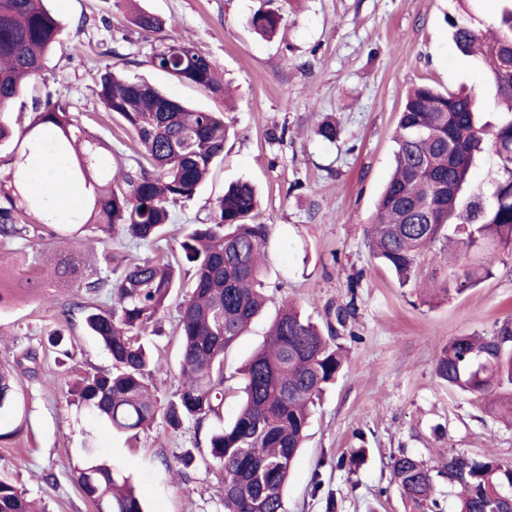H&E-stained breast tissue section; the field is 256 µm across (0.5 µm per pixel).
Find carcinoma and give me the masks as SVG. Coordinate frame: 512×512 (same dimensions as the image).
Segmentation results:
<instances>
[{
  "label": "carcinoma",
  "mask_w": 512,
  "mask_h": 512,
  "mask_svg": "<svg viewBox=\"0 0 512 512\" xmlns=\"http://www.w3.org/2000/svg\"><path fill=\"white\" fill-rule=\"evenodd\" d=\"M471 0H457L461 14L449 20L458 53L475 58L496 103L480 109L466 89L441 92L414 86L400 109L393 136L394 169L383 187L367 234L378 263L406 283L418 273V258L440 239L451 244L455 271L436 290L447 296L475 287L492 275L490 247H512V71L499 59L512 55V0H498L491 28L475 24ZM281 16L261 5L252 28L272 35ZM132 24L160 35L150 64L181 83L224 98L214 62L193 44L165 33V21L139 10ZM61 23L45 0H0V146H13L9 191L0 200V240L26 239L57 223L48 198L28 187L30 149L11 144L8 114L25 86L42 71L59 43ZM104 107L133 130L143 147L136 165L112 173L101 158L105 145L56 101L34 108L28 130L47 139L52 152L73 153L68 179L86 190L87 223L105 237L121 233L151 243L170 221V206L192 199L221 160L229 126L224 112L190 110L156 85L115 69L99 77ZM314 135L334 143L340 130L325 121ZM496 157L495 176L483 192H470L473 171L486 153ZM258 197L249 180L230 184L204 222L193 224L180 243L182 261L131 259L113 278L87 277L80 264L62 262L54 274L79 280L86 300L70 303L83 312L87 329L112 357V369L80 380L78 401L119 432H138L162 418L173 431L191 421L209 424L208 460L222 471L223 512H285L289 473L317 402L336 383L345 363L332 325L322 328L285 302L266 343L238 370L240 407L224 423V354L258 316L268 297L262 264L270 227L256 221ZM188 284L178 305L181 385L176 398L159 406L146 378L168 373L141 336L168 306L175 289ZM42 287L38 280L11 285L0 276V309ZM102 294L109 303L89 300ZM435 375L444 386L487 396L512 388V320L489 336H456L439 351ZM12 372L0 368V411L15 406ZM392 480L415 512H444L435 478L456 489V512H512V464L492 455L450 452L428 463L404 449L391 455ZM75 481L92 505L112 501V512H144L128 477L90 453L75 467ZM0 512H36L34 502L0 476Z\"/></svg>",
  "instance_id": "carcinoma-1"
}]
</instances>
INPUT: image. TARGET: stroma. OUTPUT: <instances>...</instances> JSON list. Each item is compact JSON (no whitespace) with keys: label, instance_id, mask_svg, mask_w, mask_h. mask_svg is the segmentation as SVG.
I'll return each instance as SVG.
<instances>
[{"label":"stroma","instance_id":"1","mask_svg":"<svg viewBox=\"0 0 512 512\" xmlns=\"http://www.w3.org/2000/svg\"><path fill=\"white\" fill-rule=\"evenodd\" d=\"M138 4L160 16L168 34L192 42L216 63L232 92L223 110L231 134L196 197L172 207L158 243L102 241L80 204L73 221L83 227L82 240L70 243V251L80 253L86 269L101 270L108 253L133 258L178 250L187 225L206 219L225 187L253 182L259 220L271 228L263 277L268 304L224 356L231 387L283 301L321 323L327 310L354 302L353 315L338 330L347 363L312 416L288 480L286 512H325L331 492L336 512H410L388 468L401 448L429 462L455 451L512 463V420L493 413L487 399L443 386L434 371L449 339L487 335L496 322L512 319V251L496 252L492 276L477 287L445 297L400 286L376 265L365 234L391 172L407 90L421 83L443 91L484 88L473 59L451 48L447 19L457 13L455 0H269L282 16L269 39L249 25L260 0ZM47 6L63 26L62 47L14 102L16 135L29 125L34 102L66 101L110 146L107 160L133 165L141 152L135 133L97 95L99 76L110 66L194 108H220L208 93L149 64L156 39L130 23L126 0H47ZM327 119L340 129L333 144L313 134ZM54 248L48 237L0 245L5 278L42 280L58 298L49 310L42 293L34 292L0 310V363L13 366L19 392L17 408L0 413V427L16 432L0 442V475L45 512H93L72 478L76 462L93 450L130 478L146 512H217L222 476L206 471V439L193 425L174 432L158 421L137 435L119 434L70 396L78 378L110 369L112 360L86 332L82 313L65 312L78 288L44 278L45 257ZM182 299L173 295L146 338L169 365L168 374L153 381L162 404L180 386L174 329ZM55 331L67 337L66 353L48 350ZM28 349L36 351L37 363L20 362ZM361 447L366 455L358 467H337L339 457ZM188 450L192 463L175 471V457Z\"/></svg>","mask_w":512,"mask_h":512}]
</instances>
